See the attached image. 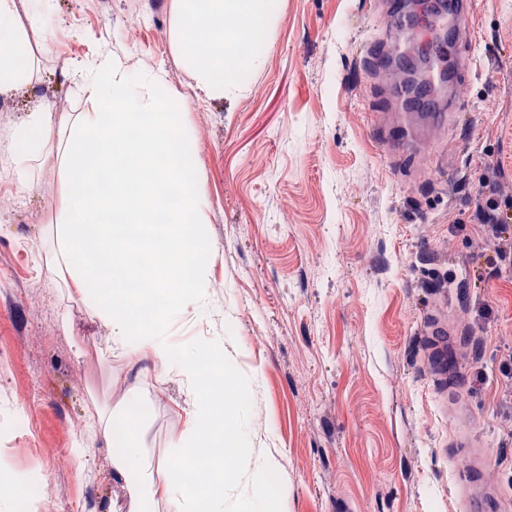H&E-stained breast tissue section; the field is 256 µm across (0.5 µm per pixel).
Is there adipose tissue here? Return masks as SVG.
Returning a JSON list of instances; mask_svg holds the SVG:
<instances>
[{
	"mask_svg": "<svg viewBox=\"0 0 512 512\" xmlns=\"http://www.w3.org/2000/svg\"><path fill=\"white\" fill-rule=\"evenodd\" d=\"M271 3L173 0L172 49L211 97L236 89V82L224 80L220 72L233 58L232 46L267 15ZM46 10V0H32L23 14L17 0H0L1 97L35 83L34 68L21 60L32 45L46 46ZM61 74L79 84L94 109L67 120L61 164L68 189L44 264L65 272L69 287L109 326L114 347L131 363L152 362L163 379L177 376L195 389L187 427L157 472L144 465L140 419L119 426L111 412L99 413L105 438L113 445V485L123 491L127 512H152L157 503L165 512H286L285 501H272L268 493L267 479L278 466L275 457L250 448L245 422L224 426V412L240 410V388L225 378L219 349L201 342L177 352L165 337L182 312L208 304L207 289L193 287L185 277L198 271L210 245L194 232L204 221L207 198L186 148L182 98L164 69L134 68L108 52L89 63L65 64ZM47 126V114L33 112L13 129V140L26 149L15 159L19 174L42 157ZM103 179L109 192H95ZM172 192L181 198L179 209L165 223H156V211ZM134 279L144 281V288H127ZM160 293L166 302L155 307L149 323H141L138 310L152 305ZM234 461L246 464L247 479L231 469ZM202 463L223 485L242 486L241 497L232 502L222 495L206 498L188 487L184 469Z\"/></svg>",
	"mask_w": 512,
	"mask_h": 512,
	"instance_id": "ef3b65f1",
	"label": "adipose tissue"
}]
</instances>
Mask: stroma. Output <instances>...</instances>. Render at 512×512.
I'll return each instance as SVG.
<instances>
[{
	"label": "stroma",
	"mask_w": 512,
	"mask_h": 512,
	"mask_svg": "<svg viewBox=\"0 0 512 512\" xmlns=\"http://www.w3.org/2000/svg\"><path fill=\"white\" fill-rule=\"evenodd\" d=\"M173 0H53L37 86L0 97V474L39 493L0 512H108L112 449L96 422L127 389L146 414L157 466L184 431L193 394L150 363L130 372L109 330L38 256L67 190L48 161L30 188L10 133L48 109V133L85 111L64 61L112 51L161 67L185 101L208 200L205 311L170 327L178 344L215 340L258 413L251 446L278 460L269 482L288 512H460L450 446L421 338L439 290L456 310L461 393L488 450L486 476L512 500V254L479 218L495 192L512 240V0H476L466 103L420 153L377 147L391 104L369 58L383 44L369 0H276L235 92L212 99L174 56ZM86 358H77L74 338Z\"/></svg>",
	"instance_id": "stroma-1"
}]
</instances>
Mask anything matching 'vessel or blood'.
Masks as SVG:
<instances>
[{
  "label": "vessel or blood",
  "mask_w": 512,
  "mask_h": 512,
  "mask_svg": "<svg viewBox=\"0 0 512 512\" xmlns=\"http://www.w3.org/2000/svg\"><path fill=\"white\" fill-rule=\"evenodd\" d=\"M381 10L385 21L386 44L375 52L372 61L379 71L389 74L395 60L412 47H419L438 57L420 80L426 86L446 91L448 109L434 111L432 104L416 97L404 80L392 82L391 90L397 111L390 120L392 136L380 141L382 152L410 155L419 152L426 140L448 122L458 106L459 73L471 69V60L461 50L460 40L473 35V0H438L433 17L409 21L403 0H383ZM430 336L427 351L438 388L439 409L446 412L454 429L452 445L464 449L470 468L455 482L464 512H481L493 502L495 485L484 480L486 450L480 437L472 430L470 405L448 380L457 355L452 347L453 325L447 314L446 298H439L429 314Z\"/></svg>",
  "instance_id": "obj_1"
}]
</instances>
